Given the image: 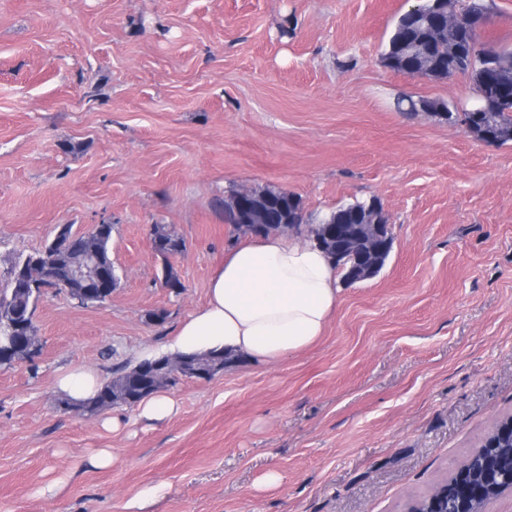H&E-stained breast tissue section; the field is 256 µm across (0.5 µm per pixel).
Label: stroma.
Instances as JSON below:
<instances>
[{
  "label": "stroma",
  "mask_w": 512,
  "mask_h": 512,
  "mask_svg": "<svg viewBox=\"0 0 512 512\" xmlns=\"http://www.w3.org/2000/svg\"><path fill=\"white\" fill-rule=\"evenodd\" d=\"M414 2L0 0V288L62 224H112L119 274L101 304L44 290L39 356L0 367V512H132L157 484L144 512H410L512 415V142L394 110L473 96L466 76L384 65ZM486 3L480 42L512 49V0ZM267 187L311 225L380 201L383 269L339 281L309 348L166 387L179 410L163 422L63 410L60 373L109 380L206 302L238 237L225 199ZM156 224L185 242L177 293Z\"/></svg>",
  "instance_id": "stroma-1"
}]
</instances>
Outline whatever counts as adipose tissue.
I'll return each instance as SVG.
<instances>
[{"label": "adipose tissue", "mask_w": 512, "mask_h": 512, "mask_svg": "<svg viewBox=\"0 0 512 512\" xmlns=\"http://www.w3.org/2000/svg\"><path fill=\"white\" fill-rule=\"evenodd\" d=\"M325 252L297 234L238 243L213 273L206 303L147 358L227 351L269 364L315 343L339 302Z\"/></svg>", "instance_id": "1"}]
</instances>
